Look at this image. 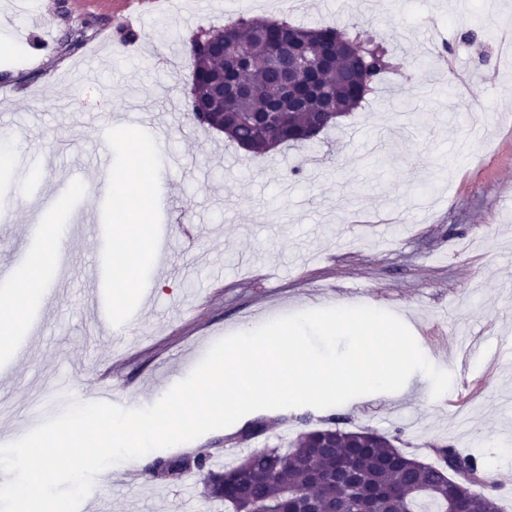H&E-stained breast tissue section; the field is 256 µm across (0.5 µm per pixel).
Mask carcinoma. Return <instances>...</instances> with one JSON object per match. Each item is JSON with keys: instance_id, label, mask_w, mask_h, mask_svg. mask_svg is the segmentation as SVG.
Instances as JSON below:
<instances>
[{"instance_id": "obj_1", "label": "carcinoma", "mask_w": 512, "mask_h": 512, "mask_svg": "<svg viewBox=\"0 0 512 512\" xmlns=\"http://www.w3.org/2000/svg\"><path fill=\"white\" fill-rule=\"evenodd\" d=\"M346 33L337 25L307 28L282 21L272 27L242 18L214 33L230 47L221 59L197 38L191 47L194 85L187 111L198 124L223 132L250 152L303 146L313 140V129L324 123L325 113H343L360 104L387 69L385 50L373 45L360 63L362 94H351L342 82L348 65L339 58L320 76L328 93L298 99L281 93L279 75L288 68V52L276 56L273 49L290 45L316 62L326 48L336 49ZM342 420L333 414L315 427L306 421L288 450L257 449L222 471L212 469L211 452L200 448L157 457L146 475L151 481L174 483L187 471H205L208 498L224 502L228 512H277L290 495L319 502L323 512H354L372 498L382 512H501L488 492L495 488L493 477L476 456L444 446L434 449L438 462L423 465L394 445L398 436L348 430L340 426ZM267 430V421L257 419L234 439L249 442ZM333 432L336 447H320Z\"/></svg>"}]
</instances>
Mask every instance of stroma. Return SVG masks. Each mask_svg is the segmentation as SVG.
I'll list each match as a JSON object with an SVG mask.
<instances>
[{"label":"stroma","instance_id":"stroma-1","mask_svg":"<svg viewBox=\"0 0 512 512\" xmlns=\"http://www.w3.org/2000/svg\"><path fill=\"white\" fill-rule=\"evenodd\" d=\"M512 0L472 13L469 0H162L135 38L123 0H0V31L15 57L0 65V125L28 162L0 169V271L31 250L29 225L66 224L70 239L48 257L41 295L29 302L23 349L0 355V444L28 433L27 412L64 411L57 394L106 388L128 407L158 401L213 346L270 312L351 303L406 316L426 357H441L465 396L459 406L410 381L397 395L368 394L332 409L263 410L271 424L255 445L234 441L237 425L167 448H200L224 467L253 447L289 448L297 416L346 417L351 430L399 434L398 448L432 461L453 445L480 457L502 483L512 512V342L496 328L512 318V60L498 28ZM242 17L293 25L354 27L382 41L391 67L367 102L310 146L254 156L221 132L193 123L190 44ZM83 42L65 46L69 31ZM141 112L142 132L164 139L159 193L200 225L193 254L165 261L182 280L142 266L151 299L126 295L112 329L98 326L89 299L96 256L110 241L90 227L116 225L102 188L121 177L126 137L113 112ZM360 130L364 139L351 141ZM322 161L313 171L309 158ZM480 338L504 364L458 373L455 338ZM145 461L97 475L80 512H224L205 496L207 476L146 480Z\"/></svg>","mask_w":512,"mask_h":512}]
</instances>
